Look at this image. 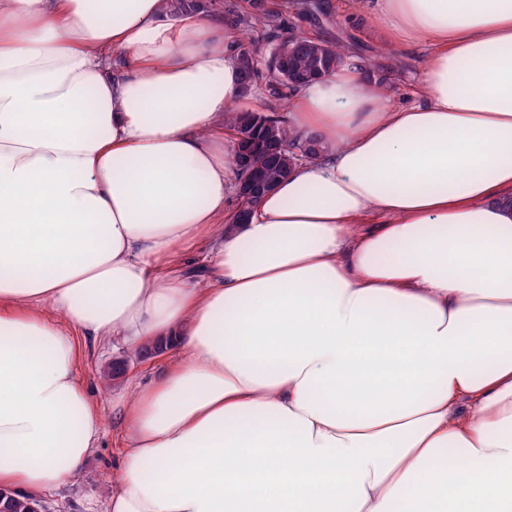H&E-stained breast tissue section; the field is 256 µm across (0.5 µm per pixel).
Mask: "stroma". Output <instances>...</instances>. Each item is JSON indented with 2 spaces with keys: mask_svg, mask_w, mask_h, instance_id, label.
I'll return each instance as SVG.
<instances>
[{
  "mask_svg": "<svg viewBox=\"0 0 512 512\" xmlns=\"http://www.w3.org/2000/svg\"><path fill=\"white\" fill-rule=\"evenodd\" d=\"M319 2L324 5V12L291 14L269 9L264 20L247 28L252 46L261 53H268L273 35L285 26L314 39L342 41L352 47L363 64L386 62L391 55L390 50H387L366 18L350 11L349 0ZM118 358L129 360V372L122 379L103 384L101 372ZM161 368V361L122 346L115 348L105 342L84 348L79 377L102 409L104 433L78 479L56 491L38 494L43 512H103L104 498L120 457L119 449L112 446V435L119 427L118 413L112 408V397L126 391L129 384L148 382Z\"/></svg>",
  "mask_w": 512,
  "mask_h": 512,
  "instance_id": "35a3bbf8",
  "label": "stroma"
}]
</instances>
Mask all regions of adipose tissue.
Masks as SVG:
<instances>
[{"mask_svg": "<svg viewBox=\"0 0 512 512\" xmlns=\"http://www.w3.org/2000/svg\"><path fill=\"white\" fill-rule=\"evenodd\" d=\"M354 2L424 51L415 99L353 55L302 86L325 150L240 224L235 26L0 0L1 489L80 475V343L121 336L169 361L106 512H512V0Z\"/></svg>", "mask_w": 512, "mask_h": 512, "instance_id": "1", "label": "adipose tissue"}]
</instances>
